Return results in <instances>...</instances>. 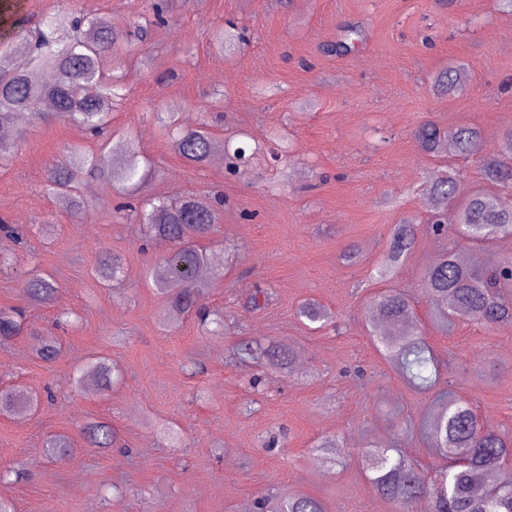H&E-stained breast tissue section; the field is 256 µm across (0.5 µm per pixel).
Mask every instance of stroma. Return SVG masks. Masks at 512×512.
Instances as JSON below:
<instances>
[{"instance_id": "35a3bbf8", "label": "stroma", "mask_w": 512, "mask_h": 512, "mask_svg": "<svg viewBox=\"0 0 512 512\" xmlns=\"http://www.w3.org/2000/svg\"><path fill=\"white\" fill-rule=\"evenodd\" d=\"M9 3L0 48L20 52L54 10L119 23L148 14L152 0ZM346 22L362 24L365 39L350 53H328ZM230 23L247 41L227 55L210 36ZM141 54L112 112L110 155L119 159L133 132L158 169L147 195L223 193L207 241L217 272L207 303L223 309L224 333L203 335L192 317L160 321L163 301L146 279L167 252L155 240L141 246L113 190L81 215L44 193L63 149H93L96 140L54 118L15 123L19 152L0 167V219L26 232L28 248H8L16 263L0 270V309H24L26 324L0 343V387L38 404L0 414V468L27 474L0 482V497L17 512H242L270 489L321 498L327 512H393L364 474L363 448L391 443L426 466L441 458L426 436L432 395L412 391L372 343L367 307L390 288L410 297L420 331L448 359L452 390L512 436V331L465 322L442 330L421 288L436 256L472 251L428 232L429 181L459 174L462 199L486 182L478 163L425 154L413 138L426 123L468 126L481 129L485 150L497 148L512 128V11L499 0H170L165 26L152 29ZM452 63L467 68L469 86L437 94L434 79ZM159 112L188 126L208 117L229 148L263 151L237 174L210 161L190 166L161 138ZM243 209L252 220L240 219ZM410 216L414 249L393 280H376L392 227ZM350 247L352 263L343 258ZM105 254L124 267L108 291L95 275ZM40 270L59 291L53 303L32 305L22 282ZM257 288L266 300L254 308L246 298ZM307 299L329 309L335 329L315 331L297 318ZM61 307L78 312L79 325L56 328ZM241 336L288 348L290 371L231 361ZM45 338L62 346L51 363L37 355ZM94 354L121 366L123 384L71 388L74 367ZM190 358L203 374L187 376ZM92 419L114 427L129 453L93 447L84 432ZM59 434L70 440L67 453L46 455L45 439ZM325 437L341 443L332 467L313 452ZM107 485L121 488L120 501L104 503Z\"/></svg>"}]
</instances>
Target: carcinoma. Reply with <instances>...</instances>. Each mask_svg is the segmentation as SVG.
<instances>
[{
  "mask_svg": "<svg viewBox=\"0 0 512 512\" xmlns=\"http://www.w3.org/2000/svg\"><path fill=\"white\" fill-rule=\"evenodd\" d=\"M166 22L163 6H154L151 18L142 24L134 22L137 37L146 39L152 28ZM363 38L362 25H344L336 52L351 51ZM212 41L226 52L236 49L244 37L220 30L212 34ZM139 49L123 36L112 18H84L63 10L43 19L27 41L24 61L0 49V165L18 156L12 127L18 112L39 119L44 117L41 107L47 104L55 118L83 128L101 148L89 150L80 144L67 148L48 170L45 191L67 210L85 213L92 204L82 194L83 185L89 180L109 183L124 199L118 210L138 224L143 235L165 237L174 244L173 257L164 263L163 275L152 279L165 310H195L202 332L219 336L224 332V312L204 305L213 282L203 278L202 272L212 264L213 257L202 241L215 230L220 201L212 195L186 196L175 204L166 198L139 200L156 167L142 153L131 132L126 133L120 160L111 164L104 159L102 144L112 139V109L125 96L123 76L105 69V62L112 55L130 56ZM467 81L464 67L458 65L441 72L435 85L444 93L458 94ZM159 130L174 151L193 166L204 164L216 146L204 119L187 128L170 113L159 121ZM414 138L426 153L445 147L455 156L477 155L487 182L512 186V130L504 133L497 149L486 155L482 154L483 134L477 127L447 132L427 124L415 131ZM457 190V180L451 176L438 178L427 188L431 230L436 235L448 231L440 218ZM451 225L476 246L485 247L512 238V209L503 207L495 193L476 190L455 210ZM414 243L413 219L395 225L378 276L394 278ZM96 274L106 284L117 281L122 276L121 260L116 256L103 260ZM56 288L57 281L50 273L30 277L23 284L27 300L34 304L53 300ZM423 292L441 319L490 327L512 324V259L492 266L464 264L450 251L426 270ZM371 313L375 321L383 318L406 328L392 333L371 325L378 349L394 364L403 381L419 393L438 389V397L448 398L429 429V439L444 464L429 475L418 462L395 453V449L370 445L363 449L361 462L375 491L393 505L395 512H412L423 497L429 499L430 512H512V436L491 428L467 399L445 388L448 378L441 375L433 349L421 337L413 304L405 294L392 291L377 296L371 302ZM297 316L311 324L329 321L327 311L314 300L303 303ZM22 329L20 312L0 310L1 342L19 335ZM232 353L239 364L265 359L283 370L291 364L290 352L265 348L253 337L239 339ZM122 376V370L109 359L96 356L72 371L70 383L75 390L91 385L108 389ZM21 404L16 390L0 389V412L14 411ZM88 433L99 447L116 443L117 433L106 423L90 425ZM256 508L258 512H326L321 499L294 491L262 494Z\"/></svg>",
  "mask_w": 512,
  "mask_h": 512,
  "instance_id": "cac0c4a2",
  "label": "carcinoma"
}]
</instances>
